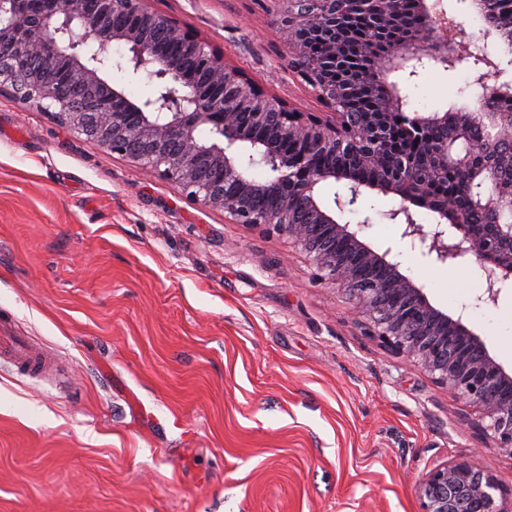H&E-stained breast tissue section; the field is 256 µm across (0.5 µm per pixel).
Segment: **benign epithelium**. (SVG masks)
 I'll return each instance as SVG.
<instances>
[{
	"mask_svg": "<svg viewBox=\"0 0 512 512\" xmlns=\"http://www.w3.org/2000/svg\"><path fill=\"white\" fill-rule=\"evenodd\" d=\"M145 2L0 0V94L35 104L73 133L178 185L202 208L226 213L233 224L288 235L309 255L316 276L354 303L366 335L417 363L448 394L476 409L472 425L512 457V373L463 316L434 306L400 263L388 259L390 251L380 253L363 240L370 218L355 226L340 221L366 191L394 194L401 205L386 218L401 226L402 237L422 255L440 264L480 263L483 302H495L512 279V224L499 222L501 211H512V195L502 191L500 179L502 168L512 170V126L503 125L501 113L487 106L456 114L450 137L430 145L423 170L391 141L396 114L416 136L448 126L446 111H405L398 82L388 78L399 73L411 79L427 65L446 70L473 57L460 23L430 0H415L427 38L397 43L376 59L374 111L355 113L348 100L360 76L336 42V31L359 10L373 12L375 26L384 31L396 27L400 0H279L282 11L272 25L288 48L284 68L325 108L302 112L268 95L197 32ZM311 39L325 45L320 61L309 58ZM115 44L127 49L131 74L153 81L152 98L132 100L103 78ZM338 66L348 75L341 85ZM201 126L208 130L204 139L196 135ZM285 139L323 156H352L355 165L382 175L361 181L349 165L312 169L305 154L283 149ZM257 164L269 175L253 177ZM450 169L464 185L484 187L487 223H469L455 198H433V179ZM328 181L346 188L332 209L316 192ZM415 206L433 213L435 223H418ZM418 493L421 512H508L491 473L465 460L434 464Z\"/></svg>",
	"mask_w": 512,
	"mask_h": 512,
	"instance_id": "1",
	"label": "benign epithelium"
}]
</instances>
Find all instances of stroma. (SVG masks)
<instances>
[{
    "label": "stroma",
    "mask_w": 512,
    "mask_h": 512,
    "mask_svg": "<svg viewBox=\"0 0 512 512\" xmlns=\"http://www.w3.org/2000/svg\"><path fill=\"white\" fill-rule=\"evenodd\" d=\"M256 84L305 112L258 0H149ZM475 66L400 82L410 112L470 105ZM398 196L365 194L350 223L392 251L430 301L505 369L512 285L497 303L474 261L442 265L401 239ZM474 277L467 294L450 287ZM54 361H0V512H421L433 461L485 449L474 413L364 335L284 235L228 224L35 106L0 96V316Z\"/></svg>",
    "instance_id": "stroma-1"
}]
</instances>
